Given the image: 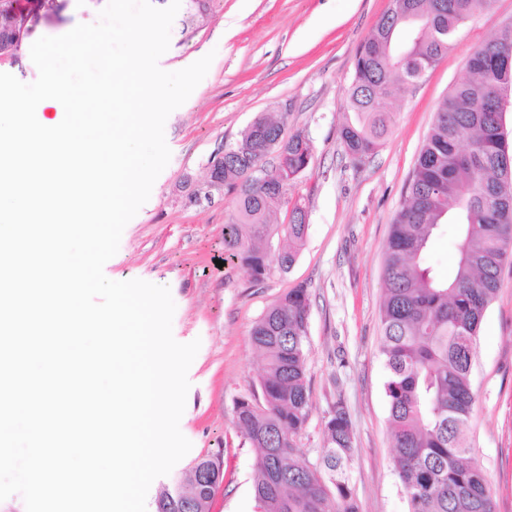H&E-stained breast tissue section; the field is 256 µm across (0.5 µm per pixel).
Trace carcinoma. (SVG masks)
Returning <instances> with one entry per match:
<instances>
[{
    "mask_svg": "<svg viewBox=\"0 0 512 512\" xmlns=\"http://www.w3.org/2000/svg\"><path fill=\"white\" fill-rule=\"evenodd\" d=\"M0 0L4 21L39 11ZM210 0H184L186 32L209 11ZM391 6L359 47L341 140L350 155L373 154L392 120L395 92L418 83L448 53L459 27L491 0H390ZM478 63L436 113L405 186L384 251L380 309L381 353L393 461L409 512H494L482 468L469 457L467 427L474 406L470 373L484 313L503 265L512 259V192L503 191L506 163L499 113L486 96L487 79L512 63V24L476 48ZM286 114L262 113L224 147L221 179L236 193L224 224L225 259L259 283L292 268L307 224L298 208L288 223H270L283 206L278 170L263 153L264 140L282 131ZM288 135V173L310 165ZM266 169L258 177L251 169ZM456 228L457 260L448 276L436 273L426 253L448 225ZM311 305L306 288H292L254 323L250 340L262 357L259 398L235 403L232 422L257 449L252 484L257 512H358L346 469L354 434L342 399L328 412L321 463L297 444L311 406L305 342ZM220 479L216 456L196 459L173 487L163 488L156 512H210L212 489L200 474Z\"/></svg>",
    "mask_w": 512,
    "mask_h": 512,
    "instance_id": "cac0c4a2",
    "label": "carcinoma"
}]
</instances>
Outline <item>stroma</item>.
Here are the masks:
<instances>
[{
  "mask_svg": "<svg viewBox=\"0 0 512 512\" xmlns=\"http://www.w3.org/2000/svg\"><path fill=\"white\" fill-rule=\"evenodd\" d=\"M388 7L389 0H213L201 27L171 28L170 47L159 60L163 70H180L209 53L214 59L193 97L169 115L170 161L104 266L115 281L169 287L175 340L201 342L180 420L192 447L153 481L150 510L162 486L179 479L196 458L219 452L224 484L212 512H256L257 451L234 428L232 411L237 400L258 390L262 358L250 341L255 321L285 291L302 286L311 298V409L299 446L310 462L319 461L329 406L343 399L355 436L348 477L359 512H408L392 459L388 372L380 352L384 249L440 104L466 76L473 50L512 22V0H492L460 28L453 48L419 83L399 92L390 134L360 161L345 152L340 129L357 50ZM99 10L94 0H66L34 35L65 34L95 22ZM270 111L286 113L288 133H304L313 145L310 167L288 192L305 204L308 230L293 268L255 285L243 267L212 262L224 253L233 194L216 191L196 201L192 193L214 155ZM472 383L475 458L495 512H512V262L504 265L484 315Z\"/></svg>",
  "mask_w": 512,
  "mask_h": 512,
  "instance_id": "stroma-1",
  "label": "stroma"
}]
</instances>
